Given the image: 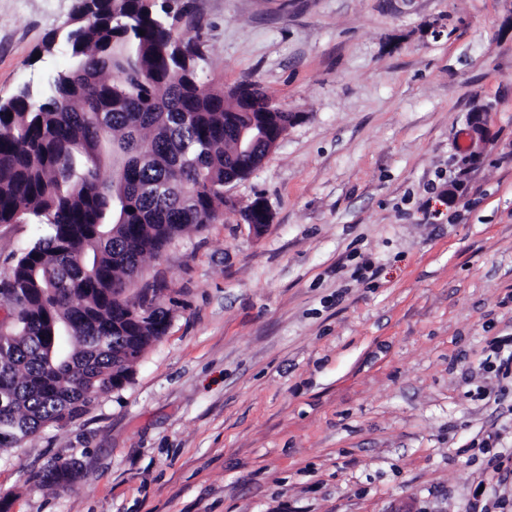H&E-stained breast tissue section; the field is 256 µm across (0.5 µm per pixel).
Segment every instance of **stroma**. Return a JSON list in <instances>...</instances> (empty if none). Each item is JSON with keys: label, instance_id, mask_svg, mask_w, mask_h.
Returning a JSON list of instances; mask_svg holds the SVG:
<instances>
[{"label": "stroma", "instance_id": "obj_1", "mask_svg": "<svg viewBox=\"0 0 512 512\" xmlns=\"http://www.w3.org/2000/svg\"><path fill=\"white\" fill-rule=\"evenodd\" d=\"M75 0H0V99ZM202 77L301 119L146 257L132 382L0 454L9 512H512V0H193ZM488 115L484 141L471 113ZM263 198L262 232L239 210ZM68 489L40 487L52 457ZM75 465V461L56 458L45 467L37 482L38 484H49L57 488H69L76 479L77 470Z\"/></svg>", "mask_w": 512, "mask_h": 512}]
</instances>
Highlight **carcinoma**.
<instances>
[{"label": "carcinoma", "mask_w": 512, "mask_h": 512, "mask_svg": "<svg viewBox=\"0 0 512 512\" xmlns=\"http://www.w3.org/2000/svg\"><path fill=\"white\" fill-rule=\"evenodd\" d=\"M202 29L188 0H75L38 47L70 66L0 101V224L40 227L0 279V452L133 377L170 323L160 286L128 293L145 257L224 215L239 129L285 116L255 82L242 102L202 80ZM75 465L37 482L68 488Z\"/></svg>", "instance_id": "obj_1"}]
</instances>
